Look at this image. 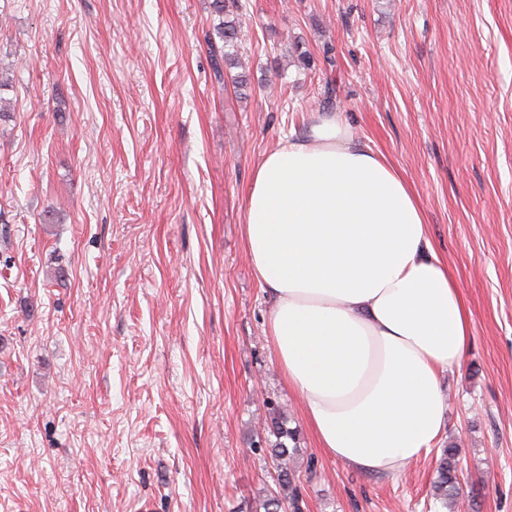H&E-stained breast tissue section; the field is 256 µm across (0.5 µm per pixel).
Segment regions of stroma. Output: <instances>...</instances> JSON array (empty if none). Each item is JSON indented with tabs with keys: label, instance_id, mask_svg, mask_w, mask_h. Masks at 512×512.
I'll use <instances>...</instances> for the list:
<instances>
[{
	"label": "stroma",
	"instance_id": "1",
	"mask_svg": "<svg viewBox=\"0 0 512 512\" xmlns=\"http://www.w3.org/2000/svg\"><path fill=\"white\" fill-rule=\"evenodd\" d=\"M0 0V512H432L436 456L319 448L246 254L256 163L343 113L408 181L473 336L444 374L459 512H512V0ZM333 84L332 104L324 87ZM229 6H226L224 0H214L213 8L214 12L218 14L219 17L222 18V21L218 24V26L214 29L216 31L217 36L223 42V46L221 50H216L217 46L212 41V37L209 36L207 38V44L210 47L209 49L214 52V56L217 59V55H219L224 62H231L229 65L233 64L234 55L230 52L231 49H234L238 39H239V22L237 17H234L232 14L230 15ZM270 436L275 438L270 444V457L280 469L278 489L269 493L262 503L264 512H282L283 506L288 504L290 512H302V497L294 477L288 473V458L291 456L287 440L296 443V431L287 427L284 417H274L269 428Z\"/></svg>",
	"mask_w": 512,
	"mask_h": 512
}]
</instances>
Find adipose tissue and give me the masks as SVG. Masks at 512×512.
Wrapping results in <instances>:
<instances>
[{
    "label": "adipose tissue",
    "instance_id": "1",
    "mask_svg": "<svg viewBox=\"0 0 512 512\" xmlns=\"http://www.w3.org/2000/svg\"><path fill=\"white\" fill-rule=\"evenodd\" d=\"M243 234L320 447L377 475L428 456L446 427L440 378L461 369L473 323L405 178L342 113H314L256 164Z\"/></svg>",
    "mask_w": 512,
    "mask_h": 512
}]
</instances>
